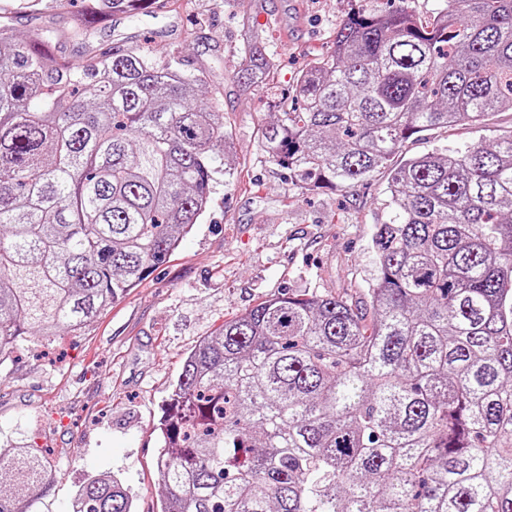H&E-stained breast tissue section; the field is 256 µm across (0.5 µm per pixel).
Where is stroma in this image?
I'll use <instances>...</instances> for the list:
<instances>
[{
	"label": "stroma",
	"instance_id": "35a3bbf8",
	"mask_svg": "<svg viewBox=\"0 0 512 512\" xmlns=\"http://www.w3.org/2000/svg\"><path fill=\"white\" fill-rule=\"evenodd\" d=\"M348 8V0H181L156 19L115 17L89 45H63L76 66L89 51L138 45L157 60L174 57L185 70H203L224 114L236 177L217 187L169 259L84 331L22 344L0 365V441L34 439L52 468L53 486L33 512H72L79 486L104 471L131 489L135 512H161V407L195 344L265 298L313 289L361 297L378 277L372 235L389 212L386 173L343 190L291 188L258 141L273 101L266 89L233 78L251 21L278 61L274 85L291 94ZM79 9L78 0H42L39 15L18 17L0 0V22L20 33L61 27ZM511 132L512 112H498L482 125L409 140L401 154L453 150Z\"/></svg>",
	"mask_w": 512,
	"mask_h": 512
}]
</instances>
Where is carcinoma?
I'll return each mask as SVG.
<instances>
[{"mask_svg": "<svg viewBox=\"0 0 512 512\" xmlns=\"http://www.w3.org/2000/svg\"><path fill=\"white\" fill-rule=\"evenodd\" d=\"M148 0H86L68 27L0 25V364L88 326L145 281L233 176L205 73L140 48L61 57ZM329 50L259 130L297 189L389 170L380 274L354 294L269 297L184 359L160 430L162 512H512V134L394 165L403 142L512 111V0H349ZM236 78L276 70L255 28ZM50 484L0 444V512ZM77 512H135L91 477Z\"/></svg>", "mask_w": 512, "mask_h": 512, "instance_id": "cac0c4a2", "label": "carcinoma"}]
</instances>
